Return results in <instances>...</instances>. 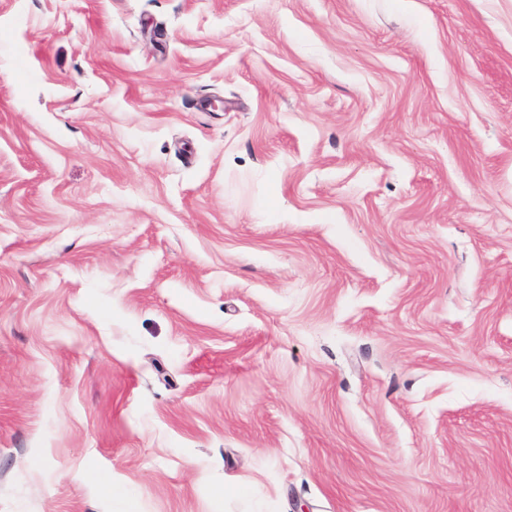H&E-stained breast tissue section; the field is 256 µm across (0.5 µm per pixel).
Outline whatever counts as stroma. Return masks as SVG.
Returning a JSON list of instances; mask_svg holds the SVG:
<instances>
[{
	"mask_svg": "<svg viewBox=\"0 0 512 512\" xmlns=\"http://www.w3.org/2000/svg\"><path fill=\"white\" fill-rule=\"evenodd\" d=\"M512 512V0H0V512Z\"/></svg>",
	"mask_w": 512,
	"mask_h": 512,
	"instance_id": "stroma-1",
	"label": "stroma"
}]
</instances>
